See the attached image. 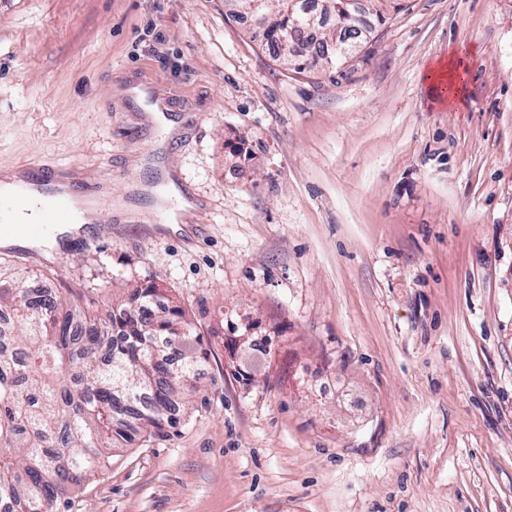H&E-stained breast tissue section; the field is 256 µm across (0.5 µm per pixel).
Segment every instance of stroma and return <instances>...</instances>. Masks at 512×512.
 Here are the masks:
<instances>
[{"mask_svg": "<svg viewBox=\"0 0 512 512\" xmlns=\"http://www.w3.org/2000/svg\"><path fill=\"white\" fill-rule=\"evenodd\" d=\"M402 5L298 74L224 0H0V168L95 171L120 217L169 171L211 204L193 243L123 224L6 260L103 318L156 280L208 350L190 419L67 512H512V0Z\"/></svg>", "mask_w": 512, "mask_h": 512, "instance_id": "stroma-1", "label": "stroma"}]
</instances>
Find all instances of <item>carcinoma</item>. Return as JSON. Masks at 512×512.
I'll return each instance as SVG.
<instances>
[{
	"mask_svg": "<svg viewBox=\"0 0 512 512\" xmlns=\"http://www.w3.org/2000/svg\"><path fill=\"white\" fill-rule=\"evenodd\" d=\"M287 68L334 65L357 34L354 0H224ZM157 285L130 289L102 322L79 302L33 303L0 279V512H60L66 491L132 442L126 416L168 436L192 405L208 350L179 306L145 314Z\"/></svg>",
	"mask_w": 512,
	"mask_h": 512,
	"instance_id": "carcinoma-1",
	"label": "carcinoma"
}]
</instances>
